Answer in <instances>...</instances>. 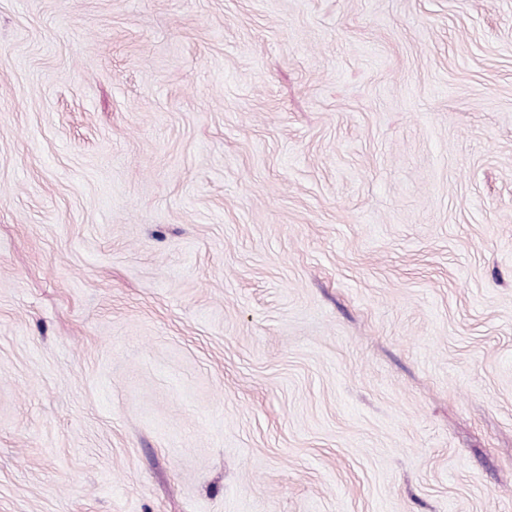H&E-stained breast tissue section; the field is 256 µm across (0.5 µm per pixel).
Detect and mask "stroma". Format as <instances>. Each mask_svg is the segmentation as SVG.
<instances>
[{"label": "stroma", "instance_id": "obj_1", "mask_svg": "<svg viewBox=\"0 0 512 512\" xmlns=\"http://www.w3.org/2000/svg\"><path fill=\"white\" fill-rule=\"evenodd\" d=\"M0 512H512V0H0Z\"/></svg>", "mask_w": 512, "mask_h": 512}]
</instances>
